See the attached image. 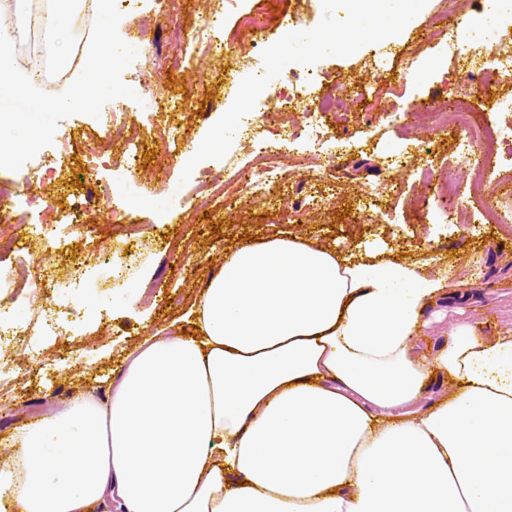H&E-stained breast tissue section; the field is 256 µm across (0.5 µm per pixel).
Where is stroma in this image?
Here are the masks:
<instances>
[{"label":"stroma","mask_w":512,"mask_h":512,"mask_svg":"<svg viewBox=\"0 0 512 512\" xmlns=\"http://www.w3.org/2000/svg\"><path fill=\"white\" fill-rule=\"evenodd\" d=\"M218 0H152L124 18L122 29L111 15H100L87 38L75 32L46 34L50 66L65 73L63 83L36 95L45 100L70 96L75 86L91 85L82 105L50 113L24 106L0 110V140L18 159L0 163V181L19 185L21 198L41 199L29 208L0 213V239L13 248L0 252V277L24 283L12 306L15 321L27 324L30 342L0 346V466L14 452L11 441L23 424L60 411L78 394L104 397L110 377L122 368L127 347L156 327L189 334V290L201 288L225 250L245 236L260 239L277 231L318 237L356 257L414 262L429 260L448 269L454 294L432 305L416 338L434 351L451 327L480 324L484 335L512 330V223L487 222L488 213L512 211V160L483 168L465 165L458 146L483 125L512 120L491 103L512 98V75L471 96L467 120L452 107L461 99L463 66L480 69L507 57L501 32L512 30L502 12L481 21V52L462 62L448 51V13L466 14L471 0H422L411 11L404 0H236L224 13L221 53H193L188 40L217 7ZM293 15L282 33L279 13ZM248 13L264 24L261 50L239 33ZM389 17L386 28L355 36L351 46L336 41L351 32L362 14ZM102 41L103 67L73 66L70 50ZM263 61V85L247 64L253 52ZM312 58L323 77L312 96L329 92L346 97L342 110L323 114L336 140L331 159H314L303 150L307 123L301 113L273 116L285 139L284 152L299 158L283 167L282 186L262 197L234 191L237 169L260 166L251 116L282 85V57ZM404 83L402 120L386 112L384 91ZM124 97L123 112L112 110ZM174 100L156 110L155 101ZM135 127L140 150L155 157L148 167H129L112 142L116 125ZM73 154L59 178H38L62 142ZM431 143V153L421 152ZM450 176L465 204L454 226L434 223L442 205L438 182L419 177L422 169ZM98 173V194L120 189L130 211L107 207L76 214L72 196L78 175ZM330 192L324 207L303 209L311 190ZM116 224H135L139 236L128 243L112 235ZM66 277L78 270L73 288L42 281L40 267ZM65 311L74 330L49 336L42 330L45 310Z\"/></svg>","instance_id":"stroma-1"}]
</instances>
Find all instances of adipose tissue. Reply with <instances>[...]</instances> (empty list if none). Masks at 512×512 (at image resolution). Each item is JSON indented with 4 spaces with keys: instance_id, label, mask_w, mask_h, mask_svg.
Returning <instances> with one entry per match:
<instances>
[{
    "instance_id": "1",
    "label": "adipose tissue",
    "mask_w": 512,
    "mask_h": 512,
    "mask_svg": "<svg viewBox=\"0 0 512 512\" xmlns=\"http://www.w3.org/2000/svg\"><path fill=\"white\" fill-rule=\"evenodd\" d=\"M36 80L0 59V106L63 108ZM448 294L421 262L242 244L192 295L193 335L149 333L105 398L20 428L0 512H512V331L423 354Z\"/></svg>"
}]
</instances>
